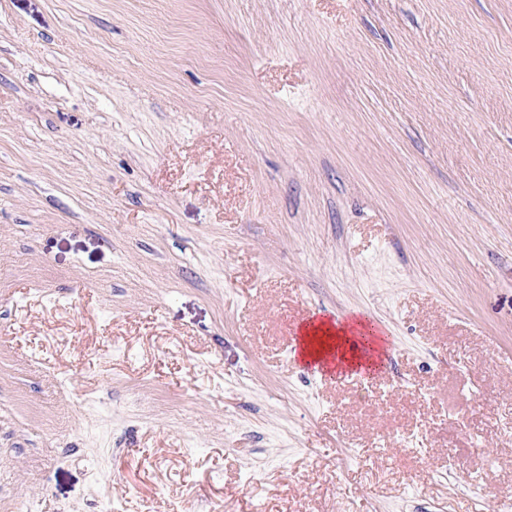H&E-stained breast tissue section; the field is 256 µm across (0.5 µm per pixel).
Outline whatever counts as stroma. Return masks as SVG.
Wrapping results in <instances>:
<instances>
[{
	"instance_id": "stroma-1",
	"label": "stroma",
	"mask_w": 512,
	"mask_h": 512,
	"mask_svg": "<svg viewBox=\"0 0 512 512\" xmlns=\"http://www.w3.org/2000/svg\"><path fill=\"white\" fill-rule=\"evenodd\" d=\"M506 492L512 0H0V512ZM354 323L355 324L350 326L345 324L343 327H336L335 332H332L331 327L325 328L326 323L321 321L317 326H312L310 330L307 331L308 341L305 346V327L307 325L300 326L297 329L296 336H294L292 347L295 348L296 354L300 355L301 353L302 361L307 364L310 361H317L321 359L327 350L330 351L334 347L336 350L338 348L341 358L348 362V364H356L357 366H363L364 368L365 363L361 362L367 361L366 367L371 368V366L376 365V361H368L369 357L365 360L364 358L366 355L363 353V349L359 346V344L364 348L369 347L372 351H374L376 348L375 342L372 340L373 336H370L369 344L368 341L364 339L365 336H360V338L354 335L349 336L348 332L358 331L357 326H360L363 329L367 326L362 320H356ZM319 332H322L323 335H327V338L331 340L332 343L327 344V348L323 345L320 347V349L314 348L312 346L313 339L318 335Z\"/></svg>"
}]
</instances>
